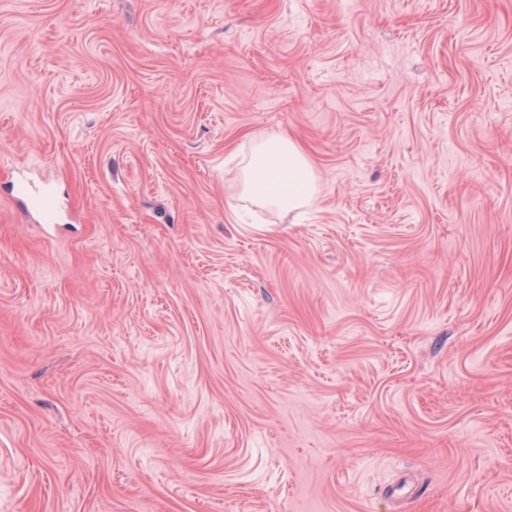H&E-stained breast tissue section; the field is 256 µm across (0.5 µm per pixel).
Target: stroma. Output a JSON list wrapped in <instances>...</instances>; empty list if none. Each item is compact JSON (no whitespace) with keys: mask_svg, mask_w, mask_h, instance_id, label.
<instances>
[{"mask_svg":"<svg viewBox=\"0 0 512 512\" xmlns=\"http://www.w3.org/2000/svg\"><path fill=\"white\" fill-rule=\"evenodd\" d=\"M0 512H512V0H0ZM234 177L246 199L289 213L310 205L318 192L309 159L293 140L282 134L255 140Z\"/></svg>","mask_w":512,"mask_h":512,"instance_id":"obj_1","label":"stroma"}]
</instances>
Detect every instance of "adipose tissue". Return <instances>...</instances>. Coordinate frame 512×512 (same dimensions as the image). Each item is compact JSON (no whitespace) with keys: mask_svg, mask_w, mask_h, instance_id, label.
Here are the masks:
<instances>
[{"mask_svg":"<svg viewBox=\"0 0 512 512\" xmlns=\"http://www.w3.org/2000/svg\"><path fill=\"white\" fill-rule=\"evenodd\" d=\"M243 195L256 205L293 212L311 204L318 186L303 150L282 134L255 140L236 172Z\"/></svg>","mask_w":512,"mask_h":512,"instance_id":"obj_1","label":"adipose tissue"}]
</instances>
